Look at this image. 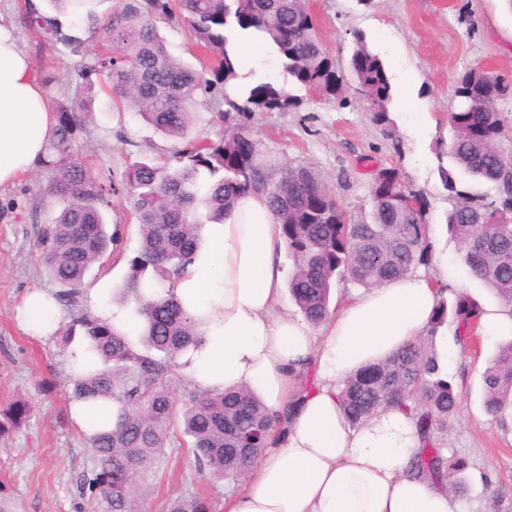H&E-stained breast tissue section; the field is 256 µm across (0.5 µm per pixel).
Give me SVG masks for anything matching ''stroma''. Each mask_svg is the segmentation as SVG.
<instances>
[{"label":"stroma","instance_id":"stroma-1","mask_svg":"<svg viewBox=\"0 0 512 512\" xmlns=\"http://www.w3.org/2000/svg\"><path fill=\"white\" fill-rule=\"evenodd\" d=\"M24 0H0V26L26 52L52 106L86 97L92 111L85 118L75 152L98 174H111L117 192L106 213L117 227L119 242L103 269H91L86 288L108 278L120 287L129 262L140 246L134 198L122 183L129 165L145 156H166L180 141L157 133L140 116L116 109L97 75H85L99 46L88 22L56 14L42 0L44 16L57 17L61 39L45 38L24 25ZM318 23L321 39L345 70L355 35H363L379 55L390 78V124L377 123L367 101L350 93L346 106L325 100L290 83H280L301 100L290 112H260L250 132L263 154L280 165L307 166L336 198L352 222L369 220L371 189L378 169L392 168L403 185L425 205L432 251L425 271L433 277L450 272L457 290L467 292L483 308L498 299L472 281L461 260V247L448 232L446 218L456 202L446 190L439 166H451L446 151L453 137L450 114L456 78L482 67L512 78V6L507 0H306ZM82 42L74 52L70 37ZM51 171L36 165L14 185L0 187V409L19 399L33 412L16 433L0 438V482L8 485L22 512H112L103 495L80 496L79 477L93 466L86 437L70 416L72 402L66 373L67 350L56 338L28 336L15 319V308L31 289L57 292L59 286L43 272L34 241L37 223L58 211L45 194ZM448 339L447 374L461 392L459 412L444 436L447 453L469 462L467 497L459 512H512V416L498 420L483 411L482 374L512 331L475 336L459 343L453 324L438 330ZM191 440L171 425L166 447L140 472L133 496L139 512H166L175 495L201 493L214 512H224L225 499L240 483L210 481L196 472Z\"/></svg>","mask_w":512,"mask_h":512}]
</instances>
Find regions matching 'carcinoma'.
<instances>
[{
	"label": "carcinoma",
	"mask_w": 512,
	"mask_h": 512,
	"mask_svg": "<svg viewBox=\"0 0 512 512\" xmlns=\"http://www.w3.org/2000/svg\"><path fill=\"white\" fill-rule=\"evenodd\" d=\"M188 28L196 50L211 64L195 70L173 57L156 29V19L172 14ZM31 26L58 35L61 24L25 0ZM102 48L89 70L102 76L112 94L161 134L182 141L169 156L132 164L124 176L135 197L140 248L130 260L120 298L134 305L140 320L137 340L117 331L81 304L85 277L109 252L104 212L112 209V179L102 180L73 152L83 115L91 108L79 101L59 112L43 164L52 171L46 189L59 211L36 227V250L44 272L59 286L58 303L69 311L62 331L65 345L81 337L100 367L72 380L71 398H110L118 404L109 431L88 439L94 467L80 479V489L98 488L112 512H132L139 470L166 447L168 428L181 418L191 438L194 466L207 478L238 481L248 476L263 451L284 433L285 414L267 409L248 388L194 391L176 409L172 377L179 358L200 342L195 325L169 287L183 274L200 245L203 223H224L237 200L264 196L277 217V229L294 259L288 290L305 322L317 327L330 312L335 278H349L365 288L402 279L428 265L432 243L420 197L401 183L393 169H382L372 183L371 220L359 224L303 165L281 167L253 148L238 151L258 112H286L300 105L279 81L268 79L232 96L238 77L228 45L241 31L272 44L284 72L303 89L347 104L348 80L355 83L379 123H389L390 82L377 54L358 35L350 75L336 68L317 33L305 0H123L102 21L87 13ZM512 81L489 82L473 68L455 82L457 110L451 113L449 154L456 170L498 186L497 199L475 200L457 190L455 170L439 167V176L459 201L448 212V230L462 248L469 275L489 287L512 315V158L497 148L507 127L501 104ZM213 103L224 124L218 140L188 137L193 109ZM487 105L490 112L473 108ZM163 288L162 294L148 292ZM482 314L464 292L449 290L434 310L426 335L383 360L362 366L338 388L349 423L360 427L384 409H397L415 420L419 447L407 474L446 487L456 497L468 495L462 473L465 458L443 453V436L460 407V394L442 375L433 337L447 320L459 338L467 337ZM483 407L496 418L512 410V340L504 343L483 374ZM31 406L18 400L0 411V436L25 424ZM168 512H212L202 495L178 496Z\"/></svg>",
	"instance_id": "obj_1"
}]
</instances>
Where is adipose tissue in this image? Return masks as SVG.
I'll return each mask as SVG.
<instances>
[{
  "label": "adipose tissue",
  "mask_w": 512,
  "mask_h": 512,
  "mask_svg": "<svg viewBox=\"0 0 512 512\" xmlns=\"http://www.w3.org/2000/svg\"><path fill=\"white\" fill-rule=\"evenodd\" d=\"M53 129L30 57L0 28V186L43 159ZM204 237L173 287L201 337L180 358V374L202 391L248 388L274 411L299 403L225 512H458L448 492L407 476L418 446L409 417L388 410L355 429L336 398L355 370L425 335L440 298L433 278L420 272L362 291L315 336L301 315L278 309L286 246L261 195L239 198L223 223L205 225ZM61 318L43 290L16 308L19 325L39 339ZM309 364L315 375L306 387L300 379ZM71 415L89 437L114 419L104 400L74 401Z\"/></svg>",
  "instance_id": "adipose-tissue-1"
}]
</instances>
